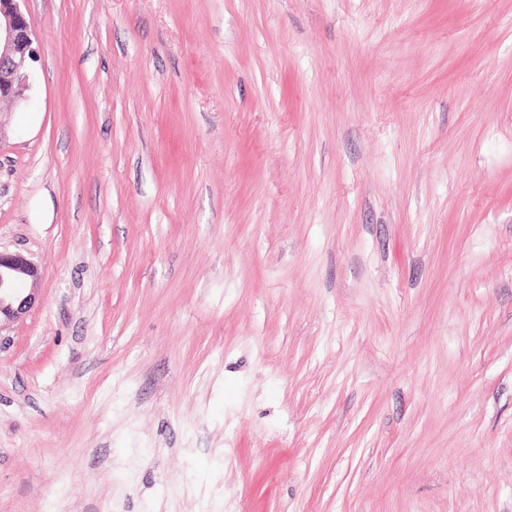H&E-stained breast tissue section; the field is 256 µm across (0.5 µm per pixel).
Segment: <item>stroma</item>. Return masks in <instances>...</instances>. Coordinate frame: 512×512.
<instances>
[{
  "instance_id": "stroma-1",
  "label": "stroma",
  "mask_w": 512,
  "mask_h": 512,
  "mask_svg": "<svg viewBox=\"0 0 512 512\" xmlns=\"http://www.w3.org/2000/svg\"><path fill=\"white\" fill-rule=\"evenodd\" d=\"M0 512H512V0H24ZM39 276V268L32 260L0 248V325L2 318L13 321L21 317L35 300L33 293L23 296L22 288H15V284L30 282L33 287Z\"/></svg>"
}]
</instances>
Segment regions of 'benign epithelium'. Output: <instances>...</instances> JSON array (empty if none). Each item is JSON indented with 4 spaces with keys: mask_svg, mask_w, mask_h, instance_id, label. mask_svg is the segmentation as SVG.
<instances>
[{
    "mask_svg": "<svg viewBox=\"0 0 512 512\" xmlns=\"http://www.w3.org/2000/svg\"><path fill=\"white\" fill-rule=\"evenodd\" d=\"M22 0H0V102L28 100L29 72L37 59L32 30L21 11ZM38 266L19 253L0 250V319L13 321L33 304L32 293L23 294L15 284L36 285Z\"/></svg>",
    "mask_w": 512,
    "mask_h": 512,
    "instance_id": "1",
    "label": "benign epithelium"
}]
</instances>
